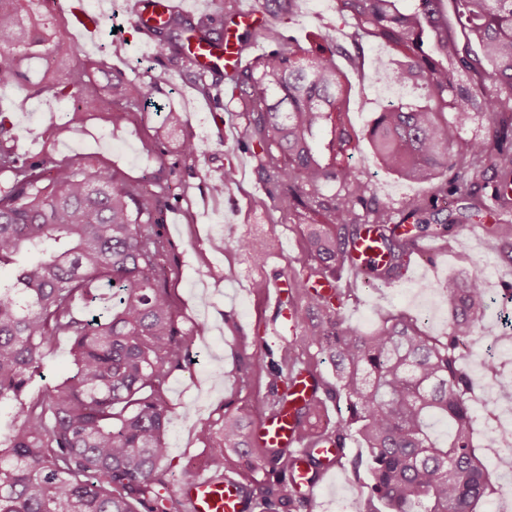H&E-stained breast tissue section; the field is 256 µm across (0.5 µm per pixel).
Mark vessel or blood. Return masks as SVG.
<instances>
[{
    "instance_id": "vessel-or-blood-1",
    "label": "vessel or blood",
    "mask_w": 512,
    "mask_h": 512,
    "mask_svg": "<svg viewBox=\"0 0 512 512\" xmlns=\"http://www.w3.org/2000/svg\"><path fill=\"white\" fill-rule=\"evenodd\" d=\"M132 13L144 35L154 37L161 24L177 15V0H132ZM57 11L70 12L74 22L87 32H95L98 25L77 6L76 0H53ZM184 58L196 73L207 75L216 70L233 74L247 64L243 44L235 34L224 32L212 41L189 43ZM382 250L377 246L374 234L360 239L349 259L350 266L360 273L369 267L383 265ZM316 371L306 368L291 370L288 374V402L290 407L280 415L263 418L253 430L252 445L256 448H289L293 451V468L288 474L290 487L305 497H312L322 473L336 466L340 455L329 435H322L315 453H308L291 410L293 404L311 399L317 393ZM243 484L237 475L221 478L196 475L180 487L182 496L190 505L191 512H248L249 506L242 494Z\"/></svg>"
}]
</instances>
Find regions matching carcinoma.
Segmentation results:
<instances>
[{
  "instance_id": "cac0c4a2",
  "label": "carcinoma",
  "mask_w": 512,
  "mask_h": 512,
  "mask_svg": "<svg viewBox=\"0 0 512 512\" xmlns=\"http://www.w3.org/2000/svg\"><path fill=\"white\" fill-rule=\"evenodd\" d=\"M336 0V13L352 21V48L329 35L316 48L285 39L275 25L262 36L272 46L255 66L232 74L233 93L246 121L245 136L268 197L280 206L319 218L305 239L314 262L305 279L288 281L283 311L301 329L299 342L316 347L333 364L336 382L320 381L325 398L345 412L323 427L339 447L356 437L367 448L350 461L369 475L359 512H477L494 494L488 467L472 443L469 395L480 382L462 366L460 341L475 332L485 306L479 276L443 285L451 321L446 340L436 339L403 316L371 333L350 325L340 309L346 291L326 297L311 284L331 279L348 263L351 246L376 235L386 262L366 275L394 279L415 252L416 236L397 234L412 221L432 228L438 195L405 201L394 213L350 163L366 145L376 166L419 183L448 178L456 191L480 165L501 174L497 199H512V0ZM210 35L200 21L180 17L158 30L172 56L183 55V34ZM389 44L394 65L368 76L372 83L422 88L429 102L392 105L372 120L363 136L344 120L353 90L338 58L364 56L361 38ZM41 56L42 89L76 103L75 112L101 107L98 90L81 79L61 81L48 18L21 0H0V85L23 86L22 62ZM488 62L491 70L483 67ZM477 80L483 94V137L461 144L472 119L475 95L459 73ZM171 73L160 70L136 88L147 101ZM112 102L131 101V88L112 82ZM445 112L448 119L441 118ZM0 169L15 171L0 190V418L10 434L0 441V512H187L166 490L162 464L169 410L163 386L180 366L192 337L175 328L171 300L162 286L159 247L149 208L137 189L106 169L55 166L48 183L34 166L0 148ZM237 180L234 167L212 181L222 196ZM236 249L262 254L263 238H236ZM107 303L97 307L100 292ZM305 301L300 307L295 299ZM71 339V367L56 384L29 392L41 374L44 350L58 337ZM292 362L268 370L269 413L286 403L279 388ZM448 426L440 438L430 421ZM248 434L241 417L224 414V447L213 448L212 473L244 459ZM265 464L283 474L291 467L286 448L265 450ZM260 512H313L315 500L296 495L283 479L244 488Z\"/></svg>"
}]
</instances>
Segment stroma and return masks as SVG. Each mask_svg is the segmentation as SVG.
I'll use <instances>...</instances> for the list:
<instances>
[{
    "label": "stroma",
    "mask_w": 512,
    "mask_h": 512,
    "mask_svg": "<svg viewBox=\"0 0 512 512\" xmlns=\"http://www.w3.org/2000/svg\"><path fill=\"white\" fill-rule=\"evenodd\" d=\"M36 7L54 24L61 46L76 50L82 79L100 89H107L116 78L146 81L150 71L160 68L172 74L151 105H110L102 112L82 113L75 122L66 112L68 100L57 99L52 92L37 91L33 84L0 87V124L7 128L8 146L44 177H51L57 164L105 168L139 189L145 201L160 192L166 195L165 207L152 213L162 241L163 284L177 328L195 336L183 366L173 370L164 387L170 410L165 479L176 488L207 467L210 448L223 438L226 409L239 411L252 425L269 412L266 367L280 361L285 345L267 336L275 316L273 304L266 294L255 292L253 283L282 274H306L305 226L267 197L255 160L243 145L245 121L237 115L224 74L207 75L211 93L203 95L190 68L172 58L163 38L144 44L124 0H98L93 12L100 19L99 31L91 45L81 42L69 15L53 11L47 0H38ZM267 13L269 23L305 47L327 33L345 43L354 32L351 22L337 15L335 0H293L289 11ZM393 56L390 46L370 43L359 64L340 60L357 88L347 115L355 131H365L376 113L389 105L418 97L413 88L365 82V74L390 66ZM170 110L179 112L186 132L194 136L193 155L180 152L177 138H164V118ZM352 163L393 208L429 193L427 186L374 167L368 151L355 154ZM230 164L238 171L237 183L224 196L211 195L210 182ZM498 181V174L489 169L472 178L463 192L440 198L439 218L449 223L447 234L438 238L435 252L412 256L402 276L391 284L371 288L362 276L345 271L340 285L352 291L341 313L361 331H372L393 315L412 320L419 310L428 309L433 318L424 329L442 339L448 334L449 315L440 283L458 275L479 276L487 307L471 338V354L462 365L504 399L512 396V341L499 343L495 337L503 332L502 319L512 316V253L503 246V233L491 226L512 223V212L491 207ZM475 198L487 206L477 216L468 212ZM254 234L272 241L263 257L218 246L225 237ZM201 324L205 334L195 335ZM247 357L252 367L243 366ZM470 407L474 446L495 487L480 512H491L495 504L501 512H512V453L503 452L498 440L500 431H512V415L487 404L482 390L474 392ZM367 482L366 472L343 468L317 490L315 512H357Z\"/></svg>",
    "instance_id": "stroma-1"
}]
</instances>
